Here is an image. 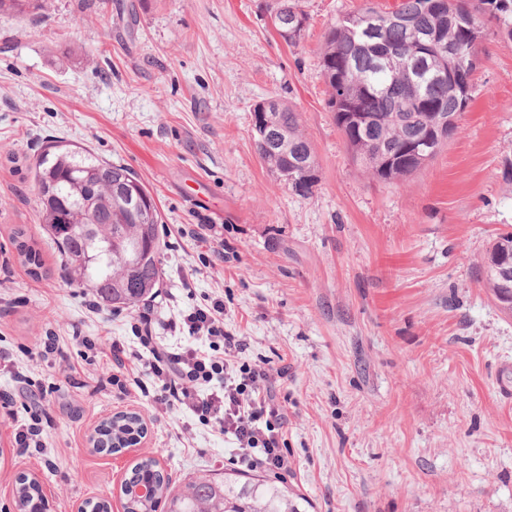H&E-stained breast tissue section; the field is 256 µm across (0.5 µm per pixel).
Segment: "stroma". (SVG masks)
Here are the masks:
<instances>
[{
    "mask_svg": "<svg viewBox=\"0 0 512 512\" xmlns=\"http://www.w3.org/2000/svg\"><path fill=\"white\" fill-rule=\"evenodd\" d=\"M364 0H300L309 26L288 45L273 0H43L0 12V512H17L18 474L42 484L45 512L109 500L151 456L178 489L239 471L231 440L175 408L154 410L139 373L129 396L108 384V357L86 362L73 332L138 344V309L97 306L70 284L39 221L30 173L51 141L130 168L165 226L156 334L203 340L169 322L214 300L242 360L286 364L284 478L308 512H512V316L480 282L497 234L512 231V40L490 30L458 133L418 171L389 182L357 165L326 101L327 27ZM297 112L318 162L296 195L259 158L260 101ZM210 225L207 241L195 239ZM42 262L32 276L12 235ZM59 337L72 376L38 359ZM51 403L45 454L22 453L13 428ZM138 412L147 434L118 454L92 448L98 424Z\"/></svg>",
    "mask_w": 512,
    "mask_h": 512,
    "instance_id": "35a3bbf8",
    "label": "stroma"
}]
</instances>
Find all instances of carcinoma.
<instances>
[{
	"label": "carcinoma",
	"mask_w": 512,
	"mask_h": 512,
	"mask_svg": "<svg viewBox=\"0 0 512 512\" xmlns=\"http://www.w3.org/2000/svg\"><path fill=\"white\" fill-rule=\"evenodd\" d=\"M298 0H275L273 23L290 45L297 44L309 17ZM512 38V0H401L391 11L367 5L330 26L320 53L322 76L329 88L327 106L354 162L374 179L404 178L423 167L411 148L431 112L461 116L472 99L473 75L479 62L478 45L486 21ZM272 118L285 141V150L256 151L261 160L283 177L300 196L312 193L317 183L316 159L310 141L300 129L297 113L274 100ZM371 118L357 122L356 113ZM303 157L308 167L292 172V161ZM37 190L56 181L53 191L74 201L62 211L45 192L39 197L42 223L48 228L68 272L78 288H95L100 300L114 308H129L155 295L162 279L159 234L161 217L150 191L128 167L103 161L84 148L47 146L32 167ZM136 186L148 199L149 222L125 211L111 190L119 179ZM101 222L98 234L88 238L82 225L90 217ZM136 242L147 246L138 268L130 270L122 253ZM13 243L31 274L41 276L39 252L24 230L14 232ZM512 267V232L497 236L483 270V287L499 299L500 267ZM141 415L121 411L101 421L90 441L100 451L118 453L133 447L144 434ZM151 485L154 494L140 500L124 496V512H301L284 480L261 475L240 479L198 477L177 491L146 457L131 470L124 488ZM18 512H43L39 481L21 475L15 482Z\"/></svg>",
	"instance_id": "carcinoma-1"
}]
</instances>
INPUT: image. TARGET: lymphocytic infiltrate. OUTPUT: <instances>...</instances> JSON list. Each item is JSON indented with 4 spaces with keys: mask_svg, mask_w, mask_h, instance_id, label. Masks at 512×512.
Listing matches in <instances>:
<instances>
[{
    "mask_svg": "<svg viewBox=\"0 0 512 512\" xmlns=\"http://www.w3.org/2000/svg\"><path fill=\"white\" fill-rule=\"evenodd\" d=\"M180 325L189 334L205 337L209 352L171 347L154 334L149 314H140L136 326L140 347L127 349L112 342L109 351L113 372L129 377L149 372L158 385L157 408L185 407L199 421L234 438L238 461L248 470L284 471L286 423L277 398L278 382L287 379V367H259L235 361L244 344L224 330V305L214 302L182 315ZM224 384L223 394L203 393L212 381Z\"/></svg>",
    "mask_w": 512,
    "mask_h": 512,
    "instance_id": "1",
    "label": "lymphocytic infiltrate"
}]
</instances>
